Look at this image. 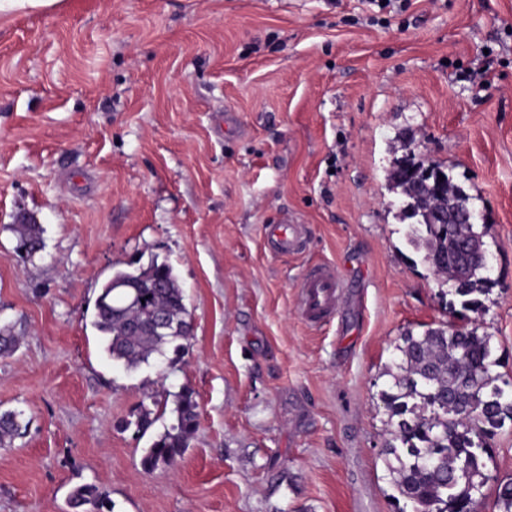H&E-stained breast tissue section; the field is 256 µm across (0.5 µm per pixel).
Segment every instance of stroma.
<instances>
[{"label": "stroma", "mask_w": 512, "mask_h": 512, "mask_svg": "<svg viewBox=\"0 0 512 512\" xmlns=\"http://www.w3.org/2000/svg\"><path fill=\"white\" fill-rule=\"evenodd\" d=\"M495 78L470 70L485 56ZM472 198L491 283L449 300L409 241L388 174L403 142ZM43 229L31 259L15 224ZM302 245L276 253L271 224ZM176 269L194 321L175 363L128 371L91 325L113 267ZM345 284L298 311L307 268ZM0 512H399L384 371L406 330L479 325L512 378V0H62L0 25ZM191 388L183 459L146 471L119 423ZM298 307L302 316L320 323L333 316L342 302L344 281L330 266L308 270L299 285ZM21 412L16 411H3L0 412V448H11L14 442L23 433V426L21 420ZM68 505L78 512H115L113 503L107 491L96 484H82L71 490L68 496Z\"/></svg>", "instance_id": "obj_1"}]
</instances>
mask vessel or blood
Masks as SVG:
<instances>
[{
  "label": "vessel or blood",
  "instance_id": "b4317fda",
  "mask_svg": "<svg viewBox=\"0 0 512 512\" xmlns=\"http://www.w3.org/2000/svg\"><path fill=\"white\" fill-rule=\"evenodd\" d=\"M344 281L330 266L308 270L299 285L298 307L302 316L320 323L333 316L342 302Z\"/></svg>",
  "mask_w": 512,
  "mask_h": 512
}]
</instances>
